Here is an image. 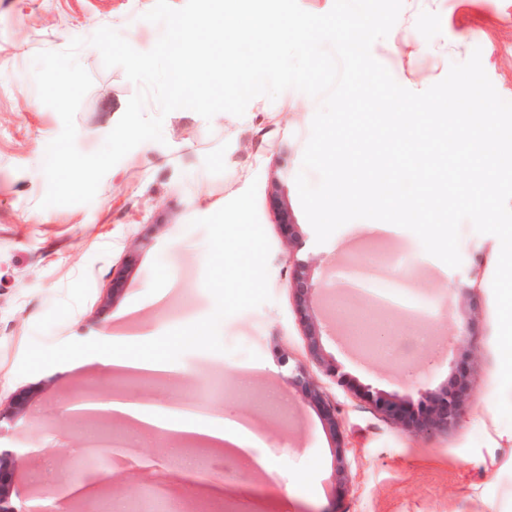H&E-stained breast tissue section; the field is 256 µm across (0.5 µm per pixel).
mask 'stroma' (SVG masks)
I'll use <instances>...</instances> for the list:
<instances>
[{
    "label": "stroma",
    "mask_w": 512,
    "mask_h": 512,
    "mask_svg": "<svg viewBox=\"0 0 512 512\" xmlns=\"http://www.w3.org/2000/svg\"><path fill=\"white\" fill-rule=\"evenodd\" d=\"M154 0H0V405L21 401L23 413L0 420V449L40 447L13 468L10 504L28 512L37 485L63 477L74 452L57 446L58 412L77 387H104L101 366L72 361L101 337L157 330L160 348L178 364L169 379L117 380L124 395L199 402L248 417L266 437L277 471L245 470L223 446L181 449L145 441L117 469L108 499L125 512L141 483L163 479L183 502L204 499L198 466L283 499V512H512V424L497 408L501 356L492 282L500 241L460 227L462 263L422 262L424 248L405 230L368 234L354 220L325 243L302 209L295 177L318 102L289 89L253 99L244 114L212 120L189 109L169 113L163 142L136 147L102 179L88 204L40 208L47 190V144L62 130L33 78V58L64 50L107 26L136 50H150L161 26L143 21ZM480 49L498 94L512 100V0H403L387 39L373 57L403 87L421 92L442 80L451 63ZM80 64L93 85L75 115L76 146L97 151L137 92L122 68L104 67L99 50L82 47ZM279 182L288 197L295 240L282 235L271 196ZM418 258L408 302L424 316L377 308L336 286L346 264L378 265L373 282L396 292L397 265L384 254ZM310 263L320 283L317 310L325 349L336 365L314 363L293 295V260ZM131 265L114 303L105 298L118 269ZM472 312V351L452 341ZM468 360L471 399L455 428L413 435L380 412L364 389L417 399L419 389L452 384L455 364ZM303 364L336 407L349 479L330 484L335 443L317 409L283 381ZM232 375L235 387L213 396L207 386Z\"/></svg>",
    "instance_id": "obj_1"
}]
</instances>
